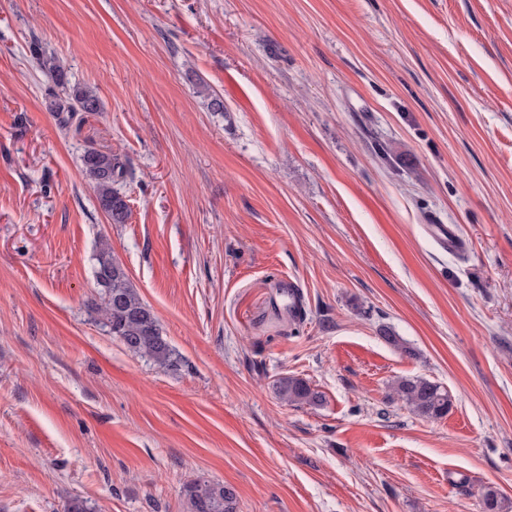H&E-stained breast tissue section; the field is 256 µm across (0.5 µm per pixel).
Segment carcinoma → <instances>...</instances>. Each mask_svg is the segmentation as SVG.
Returning <instances> with one entry per match:
<instances>
[{
	"mask_svg": "<svg viewBox=\"0 0 512 512\" xmlns=\"http://www.w3.org/2000/svg\"><path fill=\"white\" fill-rule=\"evenodd\" d=\"M31 55L64 91L60 96L50 90L46 97L47 108L56 115L59 128L69 127L81 112L102 110L96 91L89 86H69L59 60L45 55L36 42L31 47ZM80 161L82 171L94 182L99 208L111 223H126L130 207L115 185L130 174L128 157L90 147L83 152ZM94 278L103 295L100 313L108 332L130 353L152 361L160 369H178V354L162 335L155 316L131 286L125 269L112 257L111 247L106 242L100 244L96 254ZM392 393L415 414L429 419L443 417L451 406L448 391L424 378L402 377L392 385ZM277 394L282 402L296 406H319L324 401L320 391L296 376L281 378ZM480 500L483 512H505L508 508L505 499L492 486L481 491ZM237 501L234 488L222 483L196 481L185 489L186 512H237Z\"/></svg>",
	"mask_w": 512,
	"mask_h": 512,
	"instance_id": "carcinoma-1",
	"label": "carcinoma"
}]
</instances>
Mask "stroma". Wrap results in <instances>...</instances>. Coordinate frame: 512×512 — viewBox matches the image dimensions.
<instances>
[{"label":"stroma","instance_id":"35a3bbf8","mask_svg":"<svg viewBox=\"0 0 512 512\" xmlns=\"http://www.w3.org/2000/svg\"><path fill=\"white\" fill-rule=\"evenodd\" d=\"M34 42L102 111L58 127ZM89 145L131 161L126 223ZM104 241L179 370L104 328ZM199 480L238 512L512 502V0H0V512H185ZM80 161L83 172L94 182L99 208L111 223H126L130 207L115 185L130 174L128 157L90 147L83 152ZM277 394L282 402L296 406H319L324 401V395L320 391L305 379L296 376L282 377L278 381ZM392 393L415 414L429 419L443 417L451 406L448 392L424 378L402 377L392 385Z\"/></svg>","mask_w":512,"mask_h":512}]
</instances>
